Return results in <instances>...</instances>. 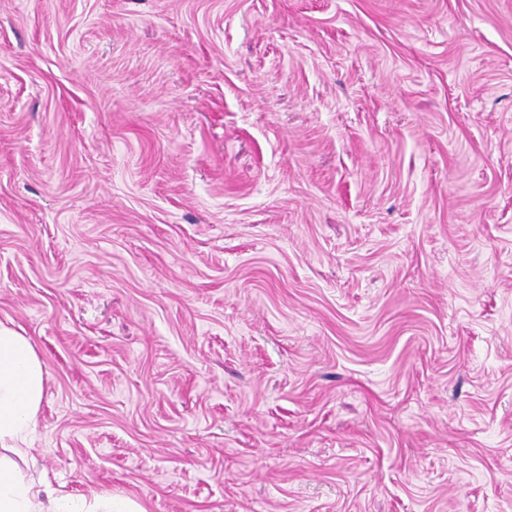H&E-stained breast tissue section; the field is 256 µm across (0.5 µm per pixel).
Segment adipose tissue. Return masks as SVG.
Listing matches in <instances>:
<instances>
[{
  "label": "adipose tissue",
  "mask_w": 512,
  "mask_h": 512,
  "mask_svg": "<svg viewBox=\"0 0 512 512\" xmlns=\"http://www.w3.org/2000/svg\"><path fill=\"white\" fill-rule=\"evenodd\" d=\"M45 393L43 364L28 336L0 322V512H144L112 496L86 501L36 489L14 460L33 431Z\"/></svg>",
  "instance_id": "adipose-tissue-1"
}]
</instances>
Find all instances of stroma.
Wrapping results in <instances>:
<instances>
[{
	"instance_id": "stroma-1",
	"label": "stroma",
	"mask_w": 512,
	"mask_h": 512,
	"mask_svg": "<svg viewBox=\"0 0 512 512\" xmlns=\"http://www.w3.org/2000/svg\"><path fill=\"white\" fill-rule=\"evenodd\" d=\"M24 474L145 512H512V0H0Z\"/></svg>"
}]
</instances>
